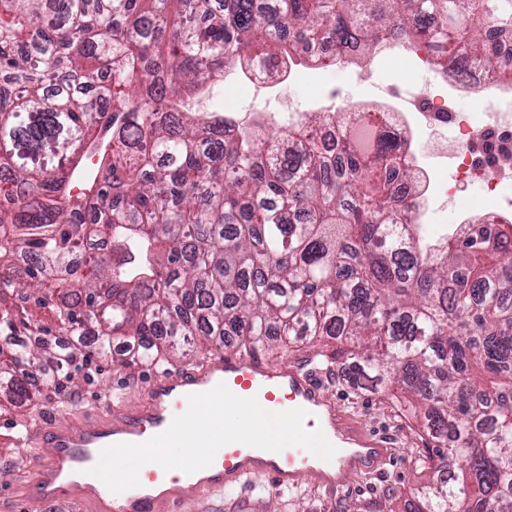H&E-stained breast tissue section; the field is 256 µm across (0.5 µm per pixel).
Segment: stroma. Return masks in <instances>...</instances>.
Listing matches in <instances>:
<instances>
[{
  "mask_svg": "<svg viewBox=\"0 0 512 512\" xmlns=\"http://www.w3.org/2000/svg\"><path fill=\"white\" fill-rule=\"evenodd\" d=\"M336 89L345 100L375 102L391 89L402 96L440 93L430 72L415 71L401 65H349L331 71L302 68L276 88L254 90L239 84L215 92L214 108L233 107L240 116L281 111L291 101L302 112L316 111L311 92L315 87ZM337 343L322 337L290 344L277 358L282 368L310 360H321L325 381L338 405L360 418L367 428L396 436L395 454L377 474L346 475L332 492L299 483L295 492L269 495L246 487L224 490L187 506L185 512H404L410 488L421 475L423 459L434 447L417 421L402 416L401 409L387 392H368L354 388L339 361L334 360ZM156 379L149 365H128L121 359L95 360L80 368L63 391L42 387L33 407H22L0 414V512L12 508L27 495L35 467L49 453L45 444L17 446L12 442L22 425H36L44 412H51L56 425L70 423L79 416L81 402L107 394L122 397L130 407L144 404L147 389Z\"/></svg>",
  "mask_w": 512,
  "mask_h": 512,
  "instance_id": "stroma-1",
  "label": "stroma"
}]
</instances>
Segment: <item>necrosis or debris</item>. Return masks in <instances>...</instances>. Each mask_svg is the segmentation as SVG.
I'll list each match as a JSON object with an SVG mask.
<instances>
[{
    "mask_svg": "<svg viewBox=\"0 0 512 512\" xmlns=\"http://www.w3.org/2000/svg\"><path fill=\"white\" fill-rule=\"evenodd\" d=\"M437 81L445 87V94L408 105L391 100L377 120L379 126L397 133L409 161L418 166L423 189L409 194L407 205L416 218L426 219L430 216V198L442 195L456 199L457 192L452 186L440 185L432 171L418 163L431 135L446 130L450 136L440 138L439 154L454 164L456 182H479L484 196L493 200L489 207H455L453 223L470 224L478 219L494 224L511 223L512 138H505L504 133L512 129V82L491 79L480 67L470 68L462 78L441 71ZM464 96L478 101L479 111H458L455 101Z\"/></svg>",
    "mask_w": 512,
    "mask_h": 512,
    "instance_id": "4bbe7bcc",
    "label": "necrosis or debris"
}]
</instances>
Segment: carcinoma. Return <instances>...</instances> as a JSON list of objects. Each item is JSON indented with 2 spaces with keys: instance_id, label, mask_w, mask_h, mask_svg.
<instances>
[{
  "instance_id": "cac0c4a2",
  "label": "carcinoma",
  "mask_w": 512,
  "mask_h": 512,
  "mask_svg": "<svg viewBox=\"0 0 512 512\" xmlns=\"http://www.w3.org/2000/svg\"><path fill=\"white\" fill-rule=\"evenodd\" d=\"M490 28L512 33V0H0V410L79 355L159 368L197 340L329 336L352 385L399 386L435 443L406 512H512V235H428L388 131L332 156L203 110L232 66L366 61L391 36L512 78Z\"/></svg>"
}]
</instances>
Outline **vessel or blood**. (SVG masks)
<instances>
[{"mask_svg": "<svg viewBox=\"0 0 512 512\" xmlns=\"http://www.w3.org/2000/svg\"><path fill=\"white\" fill-rule=\"evenodd\" d=\"M321 374L315 366L286 370L260 356L228 350L213 354L204 363L160 374L141 408L132 410L99 400L92 409L105 412V419L63 428L50 416H42L29 438L46 443L50 453L37 466L25 512H43L52 502L69 512L86 505L93 512H182L185 506L227 487L259 483L275 494L304 480L332 491L343 475L377 470L391 456L393 438L367 431L361 422L342 412L327 395ZM221 383L239 397L257 398L270 411L305 409V428L322 430L336 446V454L325 461L299 447L273 452L231 443L218 450L205 476L144 469L139 487L119 494L90 475L103 448L147 442L184 413L189 394L209 391Z\"/></svg>", "mask_w": 512, "mask_h": 512, "instance_id": "obj_1", "label": "vessel or blood"}]
</instances>
